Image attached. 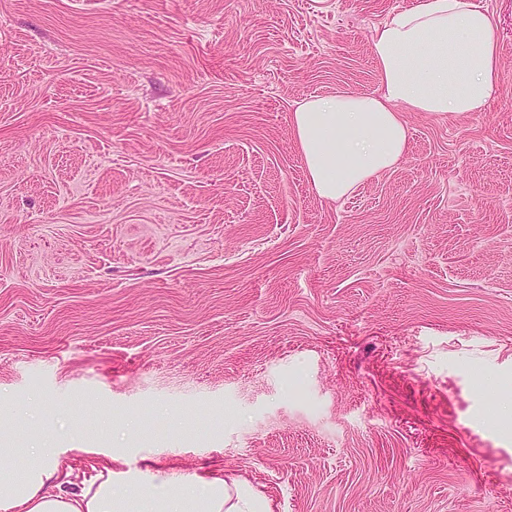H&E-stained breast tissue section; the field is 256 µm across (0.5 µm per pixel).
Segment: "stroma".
<instances>
[{
  "instance_id": "35a3bbf8",
  "label": "stroma",
  "mask_w": 512,
  "mask_h": 512,
  "mask_svg": "<svg viewBox=\"0 0 512 512\" xmlns=\"http://www.w3.org/2000/svg\"><path fill=\"white\" fill-rule=\"evenodd\" d=\"M415 0H0V422L272 512H512V0L480 112L319 198L298 101ZM110 419L108 434L96 423Z\"/></svg>"
}]
</instances>
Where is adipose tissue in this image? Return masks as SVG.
Masks as SVG:
<instances>
[{"instance_id":"adipose-tissue-1","label":"adipose tissue","mask_w":512,"mask_h":512,"mask_svg":"<svg viewBox=\"0 0 512 512\" xmlns=\"http://www.w3.org/2000/svg\"><path fill=\"white\" fill-rule=\"evenodd\" d=\"M380 74L375 93L342 91L299 101L293 137L318 197L345 198L407 151L402 115L476 112L492 99L499 46L483 0H416L393 15L373 39ZM0 427V512H271L268 500L223 470L177 471L146 481H121L114 472L75 473L59 448L25 457L9 448Z\"/></svg>"}]
</instances>
